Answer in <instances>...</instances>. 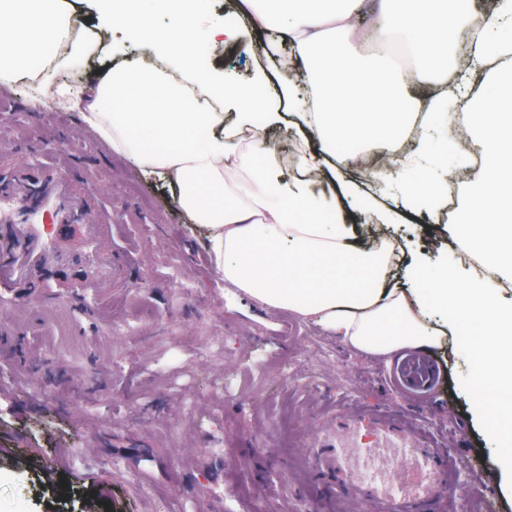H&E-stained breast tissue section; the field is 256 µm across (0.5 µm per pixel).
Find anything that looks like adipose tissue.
I'll return each instance as SVG.
<instances>
[{
	"instance_id": "1",
	"label": "adipose tissue",
	"mask_w": 512,
	"mask_h": 512,
	"mask_svg": "<svg viewBox=\"0 0 512 512\" xmlns=\"http://www.w3.org/2000/svg\"><path fill=\"white\" fill-rule=\"evenodd\" d=\"M98 2L101 20L136 30L161 66L104 68L86 85H55L59 102L75 109L114 154L170 183L172 204L189 223L209 230L213 270L263 309H288L340 343L377 356L432 349L439 336L426 323L429 313L461 311L478 328L465 339L481 384L477 409L498 439L502 467L512 472V307H503L498 295L499 280L512 278V68L492 72L476 98L465 74L453 71L420 107L418 166H426L434 137L452 138L441 123L448 113L466 111L476 132L483 162L455 228L488 276L463 280L444 265L427 290L390 286L394 244L357 250L352 228L336 221L337 204L367 211L373 199L342 182L337 201L324 203L309 179L339 144L382 147L393 140L410 112L405 85L451 69L459 37L467 38L478 67L512 50V0H496L486 27L473 24L472 0H380L366 41L354 24L364 0H243L234 22L206 29L195 23L199 0ZM157 13L167 16L166 27L153 25ZM328 22L330 35L322 31ZM285 34L302 64L305 95L290 85L272 88L265 74L239 85L196 66L198 40L230 47L248 39L273 53ZM398 40L413 60L405 71L391 62ZM54 44L66 48V65L88 54L60 0H0L1 84L16 80ZM286 103L317 141L298 157L301 176L294 182L282 180L265 139L267 128L281 123ZM246 130L254 143L244 150L239 136ZM372 180L403 202L444 193L433 175L407 180L394 167L377 170Z\"/></svg>"
}]
</instances>
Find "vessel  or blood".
Listing matches in <instances>:
<instances>
[{"label": "vessel or blood", "mask_w": 512, "mask_h": 512, "mask_svg": "<svg viewBox=\"0 0 512 512\" xmlns=\"http://www.w3.org/2000/svg\"><path fill=\"white\" fill-rule=\"evenodd\" d=\"M89 191L61 171L29 162L15 167L10 184L0 185V304L11 302V284H36L47 300L54 289L55 259L67 255L82 269L79 300L95 299L118 264L104 242V227L90 223ZM51 213L43 232L36 222ZM323 438L311 446L318 479L348 499H377L381 512H416L418 506L447 502L450 512H469L453 484L445 454L404 416L371 408L337 411L323 422Z\"/></svg>", "instance_id": "vessel-or-blood-1"}]
</instances>
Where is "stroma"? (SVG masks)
Wrapping results in <instances>:
<instances>
[{"instance_id":"obj_1","label":"stroma","mask_w":512,"mask_h":512,"mask_svg":"<svg viewBox=\"0 0 512 512\" xmlns=\"http://www.w3.org/2000/svg\"><path fill=\"white\" fill-rule=\"evenodd\" d=\"M73 4L78 30H98L123 59L155 65L151 47L126 28L99 25L96 0ZM208 68L242 84L261 70L275 83L287 78L278 60L246 43L211 48ZM29 88L25 78L0 86V150L86 182L97 213L112 219V249L126 255L127 272L88 313L65 301L44 306L36 294L0 312V337L14 340L0 348V512H377L368 500L333 498L311 472L316 423L351 398L417 420L445 448L458 486L490 484L493 512H512V479L474 408L473 365L459 346L469 324L453 312L432 316L448 332L424 354L436 372L433 393L393 385L389 369L413 349L359 353L237 294L204 256L207 227L187 223L164 182L95 141L51 94L31 104ZM267 137L283 177L294 179L306 144L297 117ZM477 152L466 126L431 150L432 168L456 174V205L468 200ZM452 227L420 202L399 221L372 210L354 224L361 247L398 244L393 280L418 289L445 263L461 278L484 276ZM416 266L422 276H412ZM284 357L294 379L278 369Z\"/></svg>"}]
</instances>
